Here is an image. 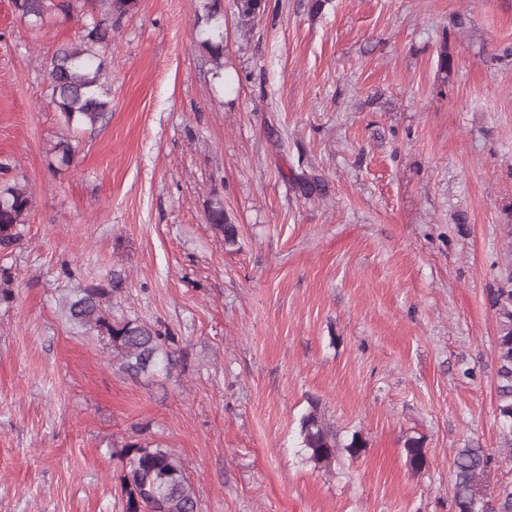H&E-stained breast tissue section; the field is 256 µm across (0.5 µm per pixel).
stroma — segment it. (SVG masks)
Instances as JSON below:
<instances>
[{"instance_id":"35a3bbf8","label":"stroma","mask_w":512,"mask_h":512,"mask_svg":"<svg viewBox=\"0 0 512 512\" xmlns=\"http://www.w3.org/2000/svg\"><path fill=\"white\" fill-rule=\"evenodd\" d=\"M312 3L269 0L244 31L223 0L216 63L198 0H138L112 19L91 130L65 124L46 71L99 5L35 28L0 0V186L34 194L0 253V512H122L135 441L183 462L197 512H454L468 445L494 456L486 495L512 485L489 303L512 266V0ZM218 200L236 247L206 221ZM89 286L169 361L131 376L69 324ZM312 400L359 456L304 460ZM422 439L423 437H409L404 444L406 463L414 473H421L427 461Z\"/></svg>"}]
</instances>
